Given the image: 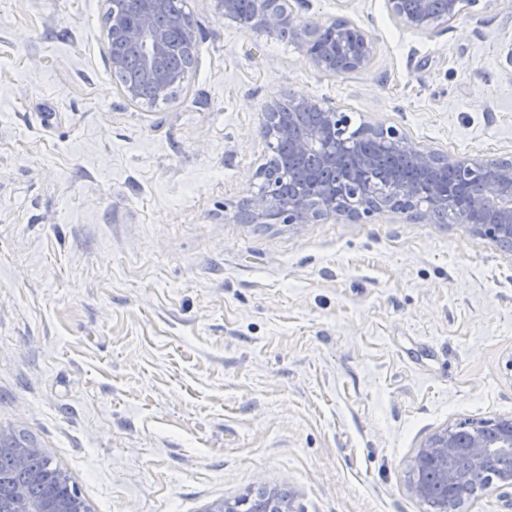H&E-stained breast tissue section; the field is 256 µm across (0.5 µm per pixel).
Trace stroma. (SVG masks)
Instances as JSON below:
<instances>
[{
    "label": "stroma",
    "instance_id": "obj_1",
    "mask_svg": "<svg viewBox=\"0 0 512 512\" xmlns=\"http://www.w3.org/2000/svg\"><path fill=\"white\" fill-rule=\"evenodd\" d=\"M106 0H0V429L92 512H428L429 436L512 418V253L456 224H241L285 95L448 157L512 160V10L406 31L385 0H305L371 35L329 75L288 38L187 0L198 49L166 103L112 80Z\"/></svg>",
    "mask_w": 512,
    "mask_h": 512
}]
</instances>
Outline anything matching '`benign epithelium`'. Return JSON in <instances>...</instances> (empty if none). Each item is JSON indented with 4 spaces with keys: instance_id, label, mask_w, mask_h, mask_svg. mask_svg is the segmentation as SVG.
<instances>
[{
    "instance_id": "benign-epithelium-1",
    "label": "benign epithelium",
    "mask_w": 512,
    "mask_h": 512,
    "mask_svg": "<svg viewBox=\"0 0 512 512\" xmlns=\"http://www.w3.org/2000/svg\"><path fill=\"white\" fill-rule=\"evenodd\" d=\"M126 0H111L112 42L107 53L112 70L124 63L128 44L140 50V65L152 81L157 98L168 100L183 85L188 68L165 66L169 45L160 17L168 0H142L135 18L125 9ZM385 0L389 15L403 28L430 35L448 26L480 6L491 10L512 6L509 0ZM224 19L242 29L267 35L287 34L303 55L318 69L342 75L369 67L375 43L361 33L360 43L347 38L348 20L335 18L327 24L304 19L290 6V0H250L246 12L238 9V0H216ZM186 60L194 58L198 37L190 18H181ZM293 111H281L275 101L266 107L265 135L271 150L286 141L296 156H310L308 193L290 191L286 195L265 193L240 203L234 218L241 224H311L330 217L344 216L361 220L383 212H399L425 224H458L477 239H490L512 251V162L482 155L448 156L416 143L394 127L368 124L365 134L374 138L391 154L408 160L420 181L397 180L381 195L376 191L370 170L376 158L364 154L358 136L349 133L345 112L311 97L288 98ZM496 428L475 431L459 438L445 428L432 434L417 450L411 463L410 490L425 499L430 485L423 476L432 471L437 482L452 493L464 496L470 477L496 465L498 482L512 485V419H495ZM0 447L12 450L17 467L29 456L42 452L33 443L18 445L12 435L0 430ZM0 512H91L88 504L75 506L73 485L48 489L31 496L26 487L13 481V475L0 472ZM258 512H286L274 492H264L257 503Z\"/></svg>"
}]
</instances>
